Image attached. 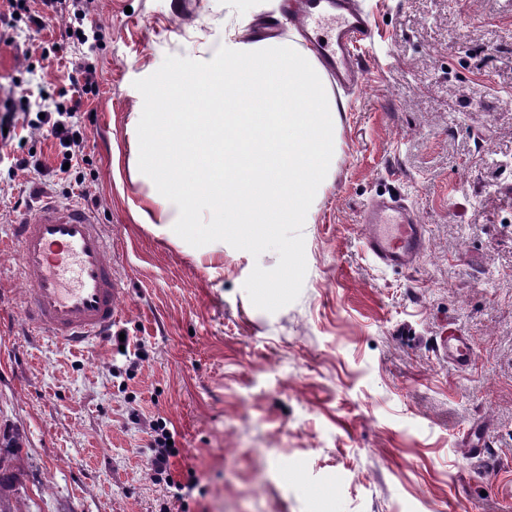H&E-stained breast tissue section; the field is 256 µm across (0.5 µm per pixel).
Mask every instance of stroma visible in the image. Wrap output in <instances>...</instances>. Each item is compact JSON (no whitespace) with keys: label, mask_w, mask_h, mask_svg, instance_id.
Listing matches in <instances>:
<instances>
[{"label":"stroma","mask_w":512,"mask_h":512,"mask_svg":"<svg viewBox=\"0 0 512 512\" xmlns=\"http://www.w3.org/2000/svg\"><path fill=\"white\" fill-rule=\"evenodd\" d=\"M280 6L96 0L83 25L98 49H56L57 21L0 42V88L32 104L85 54L99 85L83 185L0 179V435L21 445L22 512H512V0H360L374 41L359 83L331 88L336 161L307 223L258 247L227 228L207 272L133 219L149 187L130 118L172 109L144 88L192 70L226 29L254 42ZM84 188L125 294L112 339L71 349L22 323L13 205ZM392 193L426 226L410 269L364 246L365 205ZM452 333L475 350L467 369L445 358ZM160 418L181 495L147 472ZM474 430L485 457L463 446Z\"/></svg>","instance_id":"stroma-1"}]
</instances>
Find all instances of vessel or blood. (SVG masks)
<instances>
[{
	"label": "vessel or blood",
	"instance_id": "obj_1",
	"mask_svg": "<svg viewBox=\"0 0 512 512\" xmlns=\"http://www.w3.org/2000/svg\"><path fill=\"white\" fill-rule=\"evenodd\" d=\"M301 28H330L334 40L314 47L340 86L360 78L355 47L371 43L373 29L355 0H302L290 9ZM366 250L380 265L413 267L426 246V230L403 198L370 202L362 216ZM19 277L28 291L22 314L35 332L76 348L100 340L118 318L125 293L109 259L112 243L81 204L47 201L14 227ZM473 351L464 337L448 339V362L465 369Z\"/></svg>",
	"mask_w": 512,
	"mask_h": 512
}]
</instances>
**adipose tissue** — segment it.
I'll return each mask as SVG.
<instances>
[{
  "instance_id": "ef3b65f1",
  "label": "adipose tissue",
  "mask_w": 512,
  "mask_h": 512,
  "mask_svg": "<svg viewBox=\"0 0 512 512\" xmlns=\"http://www.w3.org/2000/svg\"><path fill=\"white\" fill-rule=\"evenodd\" d=\"M204 100V112H138L132 153L151 191L137 219L169 242L224 257V227L260 242L278 224H302L336 157L331 93L312 52L290 40L245 44L235 33L185 77L147 87Z\"/></svg>"
}]
</instances>
